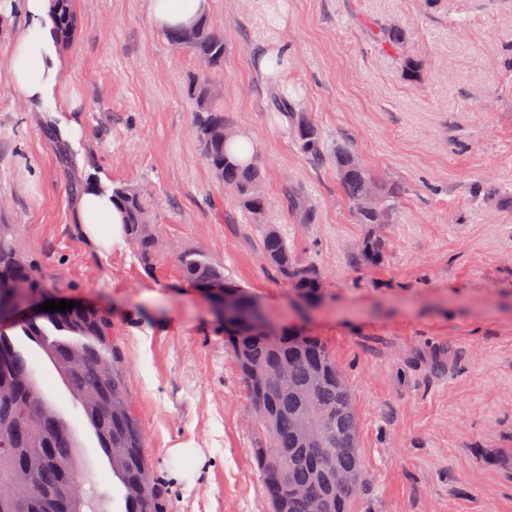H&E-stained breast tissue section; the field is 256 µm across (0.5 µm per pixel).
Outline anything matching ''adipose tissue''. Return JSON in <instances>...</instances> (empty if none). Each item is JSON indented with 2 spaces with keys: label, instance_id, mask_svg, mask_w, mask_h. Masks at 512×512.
<instances>
[{
  "label": "adipose tissue",
  "instance_id": "1",
  "mask_svg": "<svg viewBox=\"0 0 512 512\" xmlns=\"http://www.w3.org/2000/svg\"><path fill=\"white\" fill-rule=\"evenodd\" d=\"M208 8V0H147V16L159 31L189 27ZM23 22L11 49L8 76L15 93L54 120V130L71 145H78L80 126L60 120L72 111L66 94L69 66L60 47L52 0H23ZM74 220L84 238L97 248L121 245L126 234L122 213L112 193L98 184L85 188L77 198Z\"/></svg>",
  "mask_w": 512,
  "mask_h": 512
}]
</instances>
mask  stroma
I'll return each instance as SVG.
<instances>
[{
	"label": "stroma",
	"instance_id": "obj_1",
	"mask_svg": "<svg viewBox=\"0 0 512 512\" xmlns=\"http://www.w3.org/2000/svg\"><path fill=\"white\" fill-rule=\"evenodd\" d=\"M283 2L280 28L264 0H210L206 20L224 34L213 83L231 123L258 143L263 223L324 276L317 301L298 302L266 270L257 228L193 132L187 85L201 64L151 26L146 0H75L65 54L83 137L64 153L11 88L20 0H0V221L47 299L111 312L150 469L167 489L162 512H271L223 319L181 276L188 251L223 265L274 325L330 347L353 393L370 484L355 512H512V0ZM372 21L404 31L414 75L370 41ZM274 40L292 49L282 85L322 132L321 165L272 108L275 88L251 70ZM342 138L404 190L395 223L380 229L388 246L376 264L355 257L371 228L336 176ZM83 175L146 199L159 239L150 267L130 244L97 251L81 237ZM295 192L310 223L291 208ZM39 379L78 425L100 490L115 494L80 405L49 368Z\"/></svg>",
	"mask_w": 512,
	"mask_h": 512
}]
</instances>
